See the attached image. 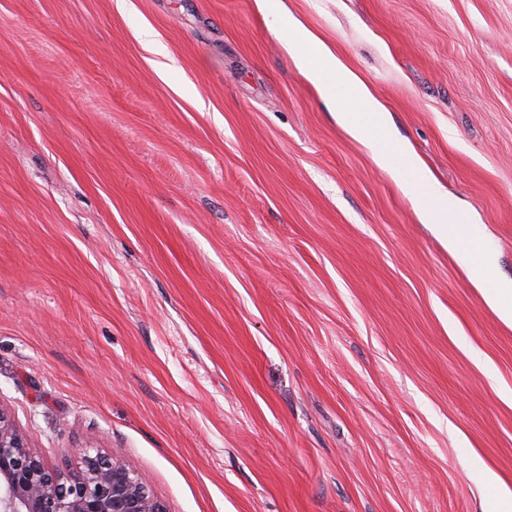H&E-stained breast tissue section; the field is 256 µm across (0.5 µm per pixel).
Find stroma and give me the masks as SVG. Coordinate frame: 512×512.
<instances>
[{
	"instance_id": "stroma-1",
	"label": "stroma",
	"mask_w": 512,
	"mask_h": 512,
	"mask_svg": "<svg viewBox=\"0 0 512 512\" xmlns=\"http://www.w3.org/2000/svg\"><path fill=\"white\" fill-rule=\"evenodd\" d=\"M282 2L512 280V0ZM319 83L256 0H0V406L49 463L166 512L512 491V325Z\"/></svg>"
}]
</instances>
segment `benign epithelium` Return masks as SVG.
<instances>
[{"instance_id": "1", "label": "benign epithelium", "mask_w": 512, "mask_h": 512, "mask_svg": "<svg viewBox=\"0 0 512 512\" xmlns=\"http://www.w3.org/2000/svg\"><path fill=\"white\" fill-rule=\"evenodd\" d=\"M78 452L82 468L63 475L29 447L0 407V512H165L118 454Z\"/></svg>"}]
</instances>
